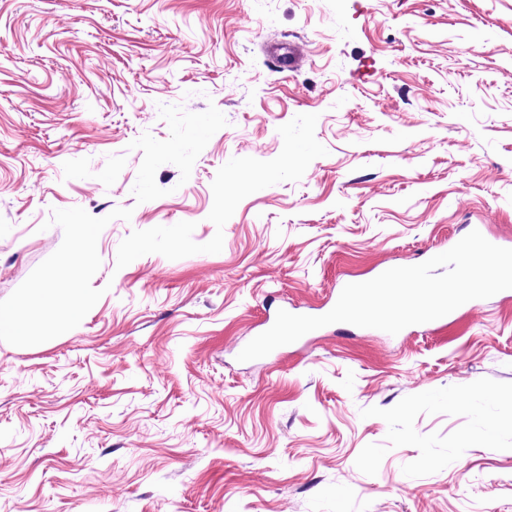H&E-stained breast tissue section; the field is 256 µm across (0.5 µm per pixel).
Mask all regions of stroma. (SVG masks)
<instances>
[{
  "mask_svg": "<svg viewBox=\"0 0 512 512\" xmlns=\"http://www.w3.org/2000/svg\"><path fill=\"white\" fill-rule=\"evenodd\" d=\"M510 44L512 0H0V307L85 313L0 337V512H512V297L237 359L512 240Z\"/></svg>",
  "mask_w": 512,
  "mask_h": 512,
  "instance_id": "obj_1",
  "label": "stroma"
}]
</instances>
